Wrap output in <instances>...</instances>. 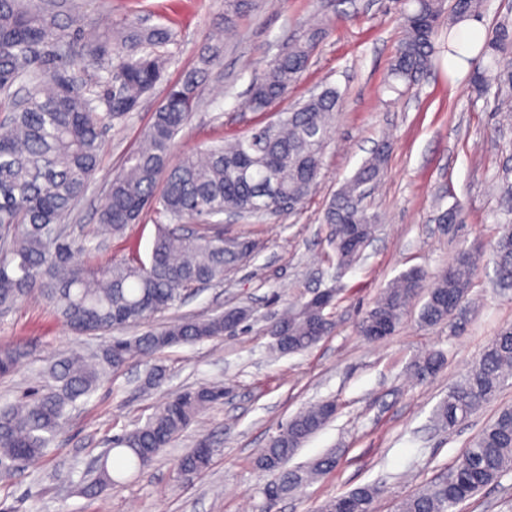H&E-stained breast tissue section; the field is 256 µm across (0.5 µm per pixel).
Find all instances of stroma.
Instances as JSON below:
<instances>
[{"instance_id":"35a3bbf8","label":"stroma","mask_w":512,"mask_h":512,"mask_svg":"<svg viewBox=\"0 0 512 512\" xmlns=\"http://www.w3.org/2000/svg\"><path fill=\"white\" fill-rule=\"evenodd\" d=\"M44 6L70 30L84 18L109 32L129 17L171 28L176 41L166 52L172 81L195 64L204 36L224 15V0H45ZM320 17L329 21L328 35L284 99L293 104L327 84L343 95L315 189L300 209L263 221H224L225 235L254 242L252 256L222 284L193 291L155 320L164 326L245 307L251 312L246 331L173 346L109 373L63 422L46 456L0 479V504L8 512H258L266 479L255 465L259 450L289 419L324 400L336 401L335 417L288 465L303 467L329 452L337 464L280 501L277 512H315L327 498L365 484L383 490L376 512H396L402 500L456 464L498 407L512 404L511 382L453 430L432 419L449 388L462 381L499 329L512 324V288L499 286L492 255L504 190L512 184V113L498 111L493 97H470L449 73L444 53L411 88L389 89L388 64L402 37L397 0H255L224 28L221 62L201 84L198 108L176 137L171 159L250 129L258 120L246 107L251 81L301 24ZM163 93L156 88L125 123L105 129L99 170L69 219L73 238L85 246L77 261L104 265L134 250L148 255L154 214L120 238L104 234L98 217L113 174L136 148ZM384 135L390 143L385 173L364 199L377 218L375 236L363 259L338 266L324 209ZM455 203L464 221L443 229L436 211ZM463 247L481 249L484 261L462 335H449L444 324H421L419 297L393 335L374 341L358 336L361 316L393 279L413 268L434 278ZM331 287L340 290L328 311L331 333L306 351L278 353L267 333L270 321L289 303ZM112 336L73 334L36 295L0 312V346L23 350L15 371L0 376V402L44 388L51 362L74 350L100 352ZM433 350L444 352L446 364L436 377L418 380L414 365ZM156 368L164 377L153 386L148 376ZM201 386L220 387L224 396L152 466L124 474L96 496L80 493L82 471L111 448L114 436L143 425L173 394ZM204 438L214 448L209 468L181 473L178 459ZM456 512H512V473Z\"/></svg>"}]
</instances>
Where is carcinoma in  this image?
<instances>
[{
    "instance_id": "1",
    "label": "carcinoma",
    "mask_w": 512,
    "mask_h": 512,
    "mask_svg": "<svg viewBox=\"0 0 512 512\" xmlns=\"http://www.w3.org/2000/svg\"><path fill=\"white\" fill-rule=\"evenodd\" d=\"M404 10V36L391 61L389 76L414 85L428 71L441 49L461 57L456 46L459 22L482 15L485 0H452L445 15L444 0H410ZM251 8L250 0H224V23L229 25ZM325 34L312 26L292 39L252 80L248 105L263 115L280 103L306 71ZM75 34L58 26L44 8L29 0H0V309L8 310L38 294L69 329L90 333L146 323L180 303L188 291L224 281V274L250 257L252 241L226 238L213 231L211 220L227 212L262 219L301 208L323 165L331 124L342 100L340 91L321 92L275 118L257 122L230 141L205 146L196 155L170 162L176 136L198 106V89L205 75L220 61V50L201 47L199 65L166 87L143 131L138 147L112 177L108 201L99 223L112 236L124 235L140 222L144 211L156 217L155 235L147 259L134 254L96 266L74 259V242L63 221L85 195L100 164L105 125H119L138 110L143 97L164 78L165 55L160 49L174 42L164 27L145 28L133 18L106 35L83 37V65L111 69L119 76L112 86L96 93L76 84L64 73ZM512 55V20L498 22L482 43L478 56L489 63L473 68L469 90L478 97L494 95L512 110V66L501 60ZM25 89L17 97L14 86ZM105 111H99V108ZM389 151L381 140L355 174L336 192L324 212L331 226L330 242L340 266L357 263L369 244L375 217L357 201L362 187L380 181ZM508 218L493 244L496 277L512 287V202ZM478 250H463L430 286L418 270L402 273L386 288L358 324L369 340V327L378 317L394 333L410 303L421 292L426 301L420 321L446 324L449 334H462L471 316L468 293L478 271ZM336 300H307L277 318L288 336L287 353L316 345L332 329L326 310ZM229 311L201 320L175 322L143 336L114 338L100 353L73 355L51 369L53 384L19 403L0 408V478L22 461L45 455L70 409L91 395L108 372L144 355L175 345L224 336ZM444 356L432 352L416 365L424 380L443 366ZM512 379V325L503 327L471 367L463 382L448 391L435 409L441 428L451 430L494 399ZM224 395L217 387H200L170 397L142 426L112 441L115 456H103L94 477L82 487L93 496L116 483L115 474L151 466L160 451L186 429L209 404ZM329 402L318 403L291 418L256 458L267 474L260 489V512H268L271 491L285 497L315 476L336 466L327 454L310 466L287 468L288 460L310 435L332 416ZM214 449L208 440L183 455L179 469L201 473ZM512 471V405L466 449L438 481L404 499L398 512H454L462 501L499 482ZM381 494L375 484L364 485L324 501L317 512H375Z\"/></svg>"
}]
</instances>
